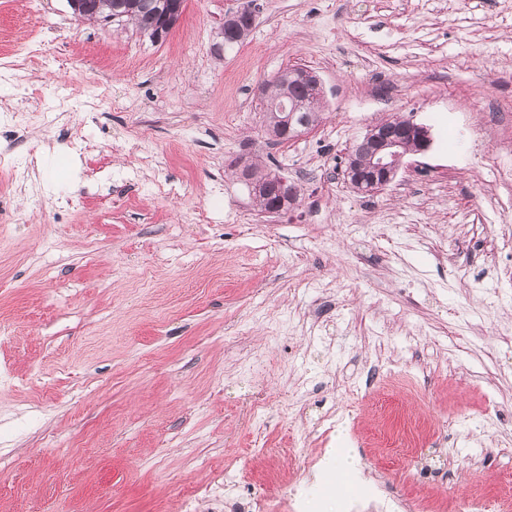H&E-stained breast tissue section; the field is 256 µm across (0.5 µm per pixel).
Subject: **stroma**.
<instances>
[{
  "mask_svg": "<svg viewBox=\"0 0 512 512\" xmlns=\"http://www.w3.org/2000/svg\"><path fill=\"white\" fill-rule=\"evenodd\" d=\"M262 4L228 49L240 0L159 42L0 0V512H340V447L412 512H512V0ZM292 64L324 119L276 145ZM394 114L433 144L361 193L336 158ZM300 68L304 67L292 66L288 67L286 70H297ZM288 71L280 75L282 80H288L287 83L279 81L277 78L272 82L271 86L273 90L271 91L266 104V110L263 114L270 136L279 141H281V112H288L287 109H281L279 112V104L283 103L288 105V107L292 105L301 106L302 112H299L298 115L305 117L307 123L313 129H316L322 123L324 114L322 112L323 98H319L317 94H314V88L320 92V94L323 93V84L320 77L310 69H302L289 73ZM288 76L291 77L288 78ZM297 77L313 88L303 81H300ZM237 165L246 169L240 170L239 178L249 184L250 194L252 196L261 192L269 194L270 197L275 195V199L272 203V213L288 211L293 205H295L296 200L298 199L297 189L292 182L288 181L287 178L281 175L275 176L271 170L266 169V167L258 161H242V159H240L237 161ZM247 171L257 181L266 180L270 178V176L275 177L270 180V183L265 185L261 182H251V178Z\"/></svg>",
  "mask_w": 512,
  "mask_h": 512,
  "instance_id": "obj_1",
  "label": "stroma"
}]
</instances>
